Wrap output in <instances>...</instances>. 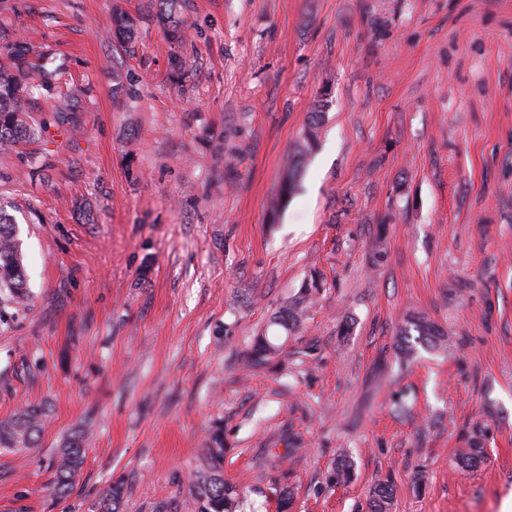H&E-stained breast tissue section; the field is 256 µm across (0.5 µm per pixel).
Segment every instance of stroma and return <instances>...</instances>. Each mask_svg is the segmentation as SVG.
<instances>
[{"label": "stroma", "instance_id": "1", "mask_svg": "<svg viewBox=\"0 0 512 512\" xmlns=\"http://www.w3.org/2000/svg\"><path fill=\"white\" fill-rule=\"evenodd\" d=\"M0 0L58 88L21 98L46 134L0 150L30 292L0 303V419L46 408L36 447L0 449V512H196L213 422L237 512H501L512 496V0ZM131 37L107 33L113 12ZM85 105L76 126L54 112ZM316 143L297 151L311 113ZM291 195L281 196L287 179ZM90 204L93 223L79 207ZM326 282L287 351L253 336ZM443 352L395 353L407 312ZM90 432L62 497L61 439ZM478 435L487 457L455 453ZM355 475L326 477L340 452ZM161 11L158 19L166 35L175 41H181L185 33L184 26L177 20V5L180 0H159ZM320 290L321 286L316 280L306 282L273 317L272 325L279 326L285 332L286 336L283 342H278L279 336H267L266 333L253 338L248 351V359L252 365L266 364L272 357L285 351L288 335H292L299 329L306 309Z\"/></svg>", "mask_w": 512, "mask_h": 512}]
</instances>
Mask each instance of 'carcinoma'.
<instances>
[{
	"mask_svg": "<svg viewBox=\"0 0 512 512\" xmlns=\"http://www.w3.org/2000/svg\"><path fill=\"white\" fill-rule=\"evenodd\" d=\"M179 0H160L161 11L158 19L166 35L180 41L185 33L184 26L177 20ZM10 64L0 63V147L12 148L22 142L41 138L47 125H33L25 118L19 105L21 93L29 98L40 97L53 91L51 76L42 69L41 54L21 40L6 43ZM14 221L0 210V292H8L9 302L18 310L29 300L26 277L20 253V243L14 234ZM320 284L313 280L303 285L282 309L273 317L272 324L282 328L285 335L295 333L301 326L304 314ZM445 342V333L425 316L409 314L397 333L395 349L404 362L412 361L418 348L429 351L439 350ZM285 351V343L277 336L265 333L253 338L248 359L254 366H261L271 358ZM46 413L38 406L25 407L12 416L0 420V448L23 450L32 448L41 436L45 426ZM88 435L77 431L62 440L53 461L54 480L52 489L56 493L66 492L81 469ZM224 425L215 423L207 437L206 453L202 470L196 472L193 482L197 512H235L244 491L224 481ZM485 456L481 438L467 439L466 447L459 449L457 464L470 469ZM352 477V463L348 456L336 462L328 476V483L344 485ZM122 487L110 486L100 502V512H116L121 499ZM392 488L387 483H378L369 492L370 512H390Z\"/></svg>",
	"mask_w": 512,
	"mask_h": 512,
	"instance_id": "carcinoma-1",
	"label": "carcinoma"
}]
</instances>
